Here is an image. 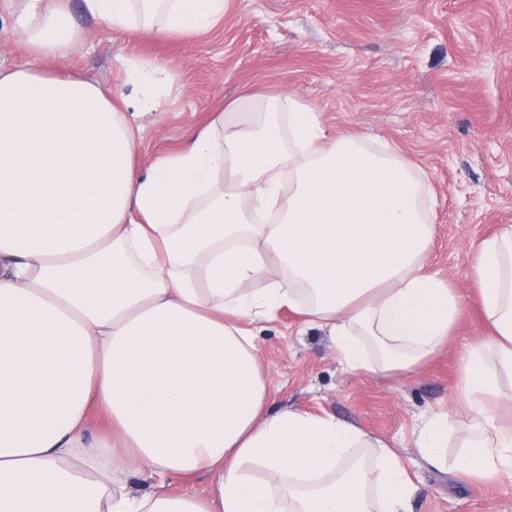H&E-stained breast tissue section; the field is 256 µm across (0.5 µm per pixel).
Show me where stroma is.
<instances>
[{
  "instance_id": "35a3bbf8",
  "label": "stroma",
  "mask_w": 512,
  "mask_h": 512,
  "mask_svg": "<svg viewBox=\"0 0 512 512\" xmlns=\"http://www.w3.org/2000/svg\"><path fill=\"white\" fill-rule=\"evenodd\" d=\"M82 39L49 70L122 91L128 60L166 66L173 84L158 111L127 112L146 163L184 147L214 110L253 93L290 95L328 132L390 143L426 176L437 236L426 269L462 299L448 346L415 372H343L325 331L289 308L250 323L270 377L269 404L329 413L395 443L417 486L412 512H512V480L460 478L459 434L469 422L454 388L482 333L470 253L512 225V0H226L208 31L168 41L112 29L66 0ZM19 0H0V69L27 61ZM448 415L447 470L413 446L423 421Z\"/></svg>"
}]
</instances>
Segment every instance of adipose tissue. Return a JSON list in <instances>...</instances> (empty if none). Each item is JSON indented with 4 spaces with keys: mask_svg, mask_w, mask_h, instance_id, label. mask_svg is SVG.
<instances>
[{
    "mask_svg": "<svg viewBox=\"0 0 512 512\" xmlns=\"http://www.w3.org/2000/svg\"><path fill=\"white\" fill-rule=\"evenodd\" d=\"M119 30L209 29L225 0H83ZM29 62L0 70V512H409L395 446L336 416L267 408L246 325L287 306L350 375L414 371L452 338L458 298L425 270L437 227L399 153L327 134L310 106L249 96L184 149L136 166L123 93L43 72L81 39L64 0H23ZM141 110L173 81L141 61ZM483 334L460 366L456 470L512 478V225L471 259ZM414 446L448 459V417ZM153 479L133 492L128 477ZM211 475L203 490L169 477Z\"/></svg>",
    "mask_w": 512,
    "mask_h": 512,
    "instance_id": "obj_1",
    "label": "adipose tissue"
}]
</instances>
